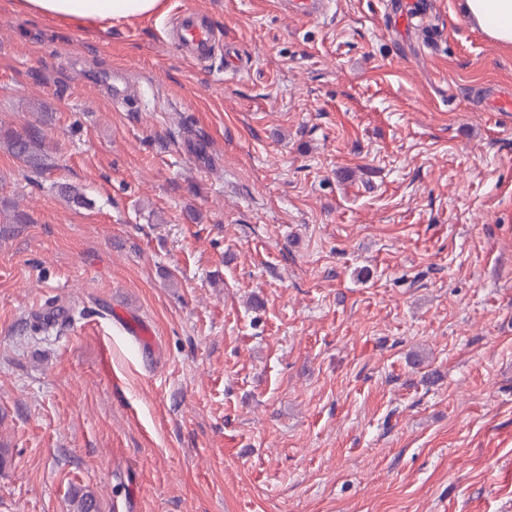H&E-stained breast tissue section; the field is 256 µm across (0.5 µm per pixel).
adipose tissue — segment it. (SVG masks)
Instances as JSON below:
<instances>
[{
    "instance_id": "obj_1",
    "label": "adipose tissue",
    "mask_w": 512,
    "mask_h": 512,
    "mask_svg": "<svg viewBox=\"0 0 512 512\" xmlns=\"http://www.w3.org/2000/svg\"><path fill=\"white\" fill-rule=\"evenodd\" d=\"M462 14L493 42L512 49V0H459ZM166 0H12L16 11L81 26L141 20Z\"/></svg>"
}]
</instances>
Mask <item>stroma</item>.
Instances as JSON below:
<instances>
[{
	"label": "stroma",
	"instance_id": "35a3bbf8",
	"mask_svg": "<svg viewBox=\"0 0 512 512\" xmlns=\"http://www.w3.org/2000/svg\"><path fill=\"white\" fill-rule=\"evenodd\" d=\"M456 3L410 32L387 0L86 28L0 0V124L37 101L58 145L32 178L0 151L30 218L0 238V512H512V49ZM189 6L240 68L169 45Z\"/></svg>",
	"mask_w": 512,
	"mask_h": 512
}]
</instances>
